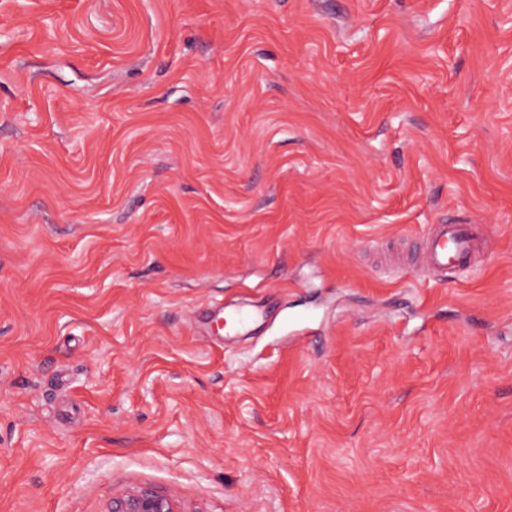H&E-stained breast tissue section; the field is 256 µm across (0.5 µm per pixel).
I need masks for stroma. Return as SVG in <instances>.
I'll return each instance as SVG.
<instances>
[{"mask_svg": "<svg viewBox=\"0 0 512 512\" xmlns=\"http://www.w3.org/2000/svg\"><path fill=\"white\" fill-rule=\"evenodd\" d=\"M134 486L512 512V0H0V512ZM473 241L469 224H436L427 239L423 268L443 270L448 268V263L466 262ZM223 314L222 323H224V328L237 332L245 331L256 316L255 313L243 308L231 310L224 308Z\"/></svg>", "mask_w": 512, "mask_h": 512, "instance_id": "1", "label": "stroma"}]
</instances>
